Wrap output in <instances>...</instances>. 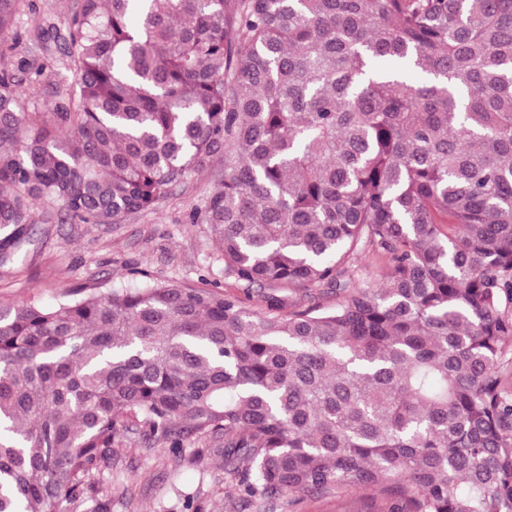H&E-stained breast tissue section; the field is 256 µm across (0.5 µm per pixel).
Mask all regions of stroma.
Masks as SVG:
<instances>
[{
  "label": "stroma",
  "instance_id": "35a3bbf8",
  "mask_svg": "<svg viewBox=\"0 0 512 512\" xmlns=\"http://www.w3.org/2000/svg\"><path fill=\"white\" fill-rule=\"evenodd\" d=\"M75 0H22L12 32L15 47L0 55V72L22 60L43 66L41 86L51 89L66 61L55 35L65 32ZM223 157L211 158L188 185L173 189L156 209L115 224H63L58 206L38 210L35 241L17 263L0 266V302L55 303L74 288L105 282L138 288L148 279L202 288L224 277L208 227L188 215L220 183ZM223 438L184 439L179 462L133 432L112 450L106 476L114 485L112 512H367L358 490L304 493L274 500L232 495L239 476L222 457Z\"/></svg>",
  "mask_w": 512,
  "mask_h": 512
}]
</instances>
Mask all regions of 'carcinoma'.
I'll use <instances>...</instances> for the list:
<instances>
[{
    "label": "carcinoma",
    "mask_w": 512,
    "mask_h": 512,
    "mask_svg": "<svg viewBox=\"0 0 512 512\" xmlns=\"http://www.w3.org/2000/svg\"><path fill=\"white\" fill-rule=\"evenodd\" d=\"M63 42L51 105L0 74V266L41 205L115 224L221 155L189 222L242 295L0 304V512L99 493L133 426L265 498L512 512V0H77Z\"/></svg>",
    "instance_id": "obj_1"
}]
</instances>
